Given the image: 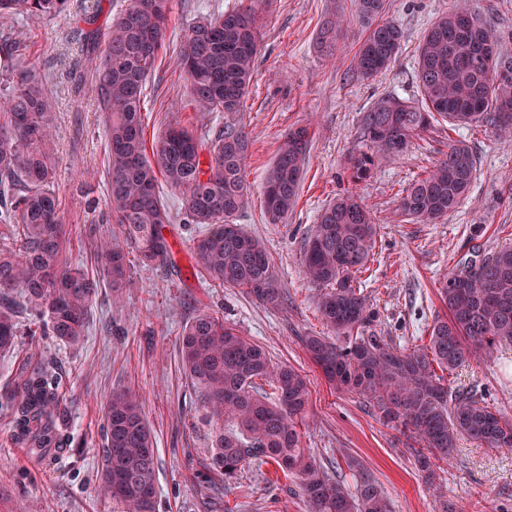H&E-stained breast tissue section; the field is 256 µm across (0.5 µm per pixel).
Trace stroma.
<instances>
[{"instance_id":"obj_1","label":"stroma","mask_w":512,"mask_h":512,"mask_svg":"<svg viewBox=\"0 0 512 512\" xmlns=\"http://www.w3.org/2000/svg\"><path fill=\"white\" fill-rule=\"evenodd\" d=\"M468 3L491 27L501 50L512 54V0ZM246 5L259 18L261 49L243 109L230 118L194 111L174 48L190 23ZM454 5L386 0L383 18L402 29L401 49L387 70L363 79L351 70L365 36L356 0H171L166 44L143 98L146 137L156 139L172 122L206 140L229 120L244 128L251 199L238 222L263 240L286 301L269 308L242 289L204 279L191 255L201 227L187 223L178 193L160 184L173 215L165 235L175 267L145 269L134 261L131 285L122 293L102 283L88 333L73 346L48 335L30 336V312L16 315L15 347L0 353V393L37 362L54 363L62 375L73 446L59 464H38L26 449L12 445V425L0 413V512H122L98 476L105 406L121 389L137 396L154 435L155 512H307L297 480L284 478L273 464L247 463L228 484L213 472L209 412L179 355L184 325L202 310L261 345L274 362L307 376L311 404L303 443L329 475L351 488L359 475H371L392 512H512V453L462 439L449 461L435 463L433 479H426L415 443L384 425L360 396L334 390L302 344L305 336L327 332L317 308L319 291L301 272L303 252L322 208L346 191L372 209L376 224L372 260L355 281L377 313L374 332L400 348L428 344L435 320L445 313L439 290L453 265L472 246L491 252L512 233V134L490 127L452 133L443 122L403 153L382 159L370 179L354 186L348 178L347 160L363 147L362 112L390 94L417 99L416 49L427 28ZM332 11L345 25L329 55L318 49L317 38ZM8 32L24 34L27 48L20 61L36 64L55 100L54 189L67 240L63 263L97 275L92 241L118 226L108 209L104 114L85 90L91 63L71 15L0 19V35ZM296 126L311 134L299 197L283 223L270 224L262 205L264 179L284 133ZM452 138L467 144L477 160L467 197L437 223L403 221L397 211L400 189L431 169ZM448 382L486 396L512 416V349L455 371Z\"/></svg>"}]
</instances>
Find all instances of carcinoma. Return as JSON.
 <instances>
[{
	"label": "carcinoma",
	"mask_w": 512,
	"mask_h": 512,
	"mask_svg": "<svg viewBox=\"0 0 512 512\" xmlns=\"http://www.w3.org/2000/svg\"><path fill=\"white\" fill-rule=\"evenodd\" d=\"M385 0H357L367 30L353 59L354 72L369 78L387 70L401 48V29L380 20ZM69 13V0H0V18L55 19ZM169 0H127L112 16L104 42L92 17L82 19L85 52L100 56L88 84L106 114L105 172L108 206L120 234L97 242L100 273L112 287L126 280V255L148 269L173 264L164 230L173 217L158 186L165 181L181 195L184 213L205 227L194 258L218 286L240 288L278 306L282 288L264 243L237 224L249 203L245 180L246 139L232 122L204 142L173 123L147 145L142 117L146 82L165 46ZM341 20L322 25L320 47L331 53ZM495 39L469 6L435 21L418 46L416 81L421 104L394 95L380 99L360 119L366 149L349 159V180L368 178L380 158L402 153L436 117L452 125L512 129V78H497L512 56L494 48L482 62L477 46ZM255 11L239 8L188 26L176 45L179 66L190 80L191 104L207 112L241 111L260 52ZM25 41H0L9 91L0 96V223L17 228L14 246L0 250V352L12 350L18 333L16 298L33 312L45 335L74 345L88 329L100 281L62 266L63 232L51 150L52 97L36 66L12 62ZM306 127L292 128L280 144L263 186L265 218L279 224L297 202L309 143ZM208 161H203V155ZM476 160L461 141L448 140L433 169L405 187L401 213L421 224L455 210L465 199ZM375 224L353 193L318 215L302 256L306 279L323 290L319 312L334 337L309 335L303 345L313 364L336 389L373 405L383 422L420 447L418 465L448 460L464 436L492 449L512 451V418L465 389L450 390L435 367L454 372L479 363L502 343H512V243L491 254L473 251L448 272L441 298L448 316L431 329L429 346L401 350L382 336L367 334L374 312L354 286L366 267ZM181 366L210 407L212 462L224 482L234 481L249 461H271L298 480L310 512H390L380 485L360 477L357 494L330 477L303 445L302 427L311 392L306 376L272 361L251 339L207 311L198 312L179 336ZM267 381V392L261 381ZM61 377L41 361L23 372L0 409L13 425L12 444L53 464L71 444ZM152 433L129 392L112 393L106 410L100 481L125 512H155Z\"/></svg>",
	"instance_id": "obj_1"
}]
</instances>
